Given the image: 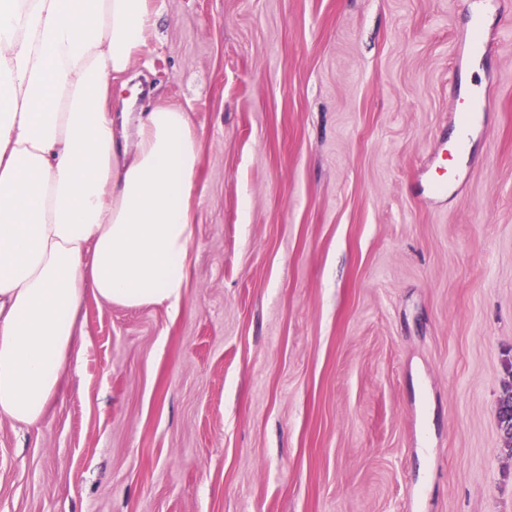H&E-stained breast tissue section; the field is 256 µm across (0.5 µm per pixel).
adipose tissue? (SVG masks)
I'll list each match as a JSON object with an SVG mask.
<instances>
[{"label": "adipose tissue", "mask_w": 512, "mask_h": 512, "mask_svg": "<svg viewBox=\"0 0 512 512\" xmlns=\"http://www.w3.org/2000/svg\"><path fill=\"white\" fill-rule=\"evenodd\" d=\"M155 0H0V420L34 427L86 294L179 310L201 142L186 110L109 106Z\"/></svg>", "instance_id": "adipose-tissue-1"}]
</instances>
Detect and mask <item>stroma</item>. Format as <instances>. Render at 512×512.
I'll return each instance as SVG.
<instances>
[{"mask_svg": "<svg viewBox=\"0 0 512 512\" xmlns=\"http://www.w3.org/2000/svg\"><path fill=\"white\" fill-rule=\"evenodd\" d=\"M156 0L119 110L201 141L179 312L87 295L0 512H512V0ZM490 94L453 193L454 82Z\"/></svg>", "mask_w": 512, "mask_h": 512, "instance_id": "1", "label": "stroma"}]
</instances>
